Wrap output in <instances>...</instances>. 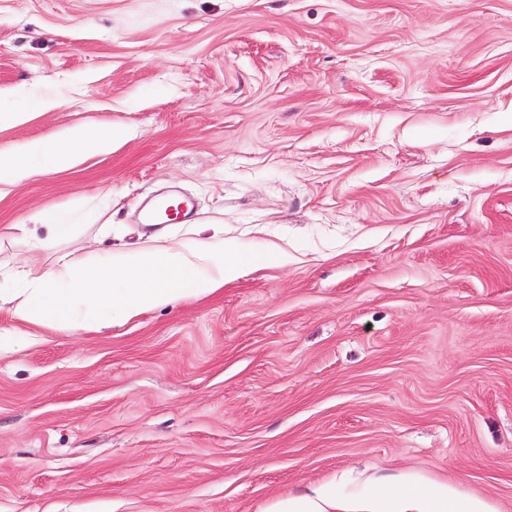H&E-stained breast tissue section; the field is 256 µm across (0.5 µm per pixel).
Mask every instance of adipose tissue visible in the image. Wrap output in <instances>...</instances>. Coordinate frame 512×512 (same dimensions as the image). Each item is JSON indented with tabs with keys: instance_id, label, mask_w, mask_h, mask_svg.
<instances>
[{
	"instance_id": "adipose-tissue-1",
	"label": "adipose tissue",
	"mask_w": 512,
	"mask_h": 512,
	"mask_svg": "<svg viewBox=\"0 0 512 512\" xmlns=\"http://www.w3.org/2000/svg\"><path fill=\"white\" fill-rule=\"evenodd\" d=\"M114 128L83 124L0 152V186L73 168L87 155L111 153ZM70 217L46 211L37 223L19 225L32 248H42L67 234ZM26 259L17 265L18 283L0 289V309L17 324L50 333L100 331L186 299H203L239 279L243 257L224 252V227L196 225L191 239H150L138 248L119 246L94 255L56 252L50 266L29 277ZM387 512H457L452 496L415 488L374 490Z\"/></svg>"
}]
</instances>
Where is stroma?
<instances>
[{
    "instance_id": "1",
    "label": "stroma",
    "mask_w": 512,
    "mask_h": 512,
    "mask_svg": "<svg viewBox=\"0 0 512 512\" xmlns=\"http://www.w3.org/2000/svg\"><path fill=\"white\" fill-rule=\"evenodd\" d=\"M0 148L106 156L0 194L60 248L176 189L259 257L204 299L0 355V512H512V0H0ZM287 251V265L276 259ZM118 138L112 127L83 124L62 133L24 142L0 152V186H15L28 179L73 168L87 155H106ZM39 224H20L16 229L21 232L33 249L43 248L52 241L67 234L70 217L61 212L44 211L38 219ZM44 229L46 236L39 235V230ZM372 493L388 504L382 512H457V504L451 495H431L416 488L390 490L384 486Z\"/></svg>"
}]
</instances>
